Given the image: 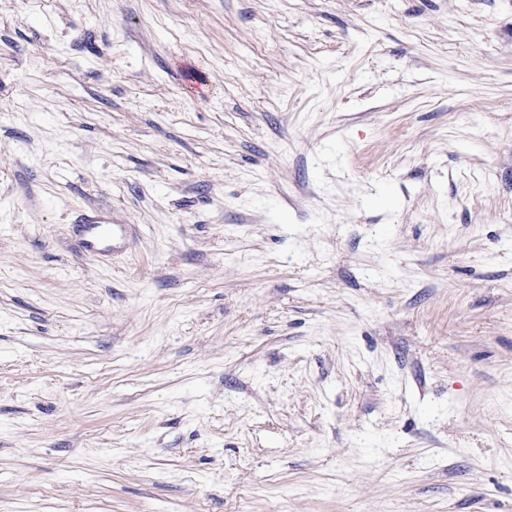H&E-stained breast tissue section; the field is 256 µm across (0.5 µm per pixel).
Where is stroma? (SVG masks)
Here are the masks:
<instances>
[{"instance_id":"stroma-1","label":"stroma","mask_w":512,"mask_h":512,"mask_svg":"<svg viewBox=\"0 0 512 512\" xmlns=\"http://www.w3.org/2000/svg\"><path fill=\"white\" fill-rule=\"evenodd\" d=\"M0 512H512V0H0ZM123 226L95 221L81 224L83 248L90 254L106 256L112 252V242L123 232Z\"/></svg>"}]
</instances>
